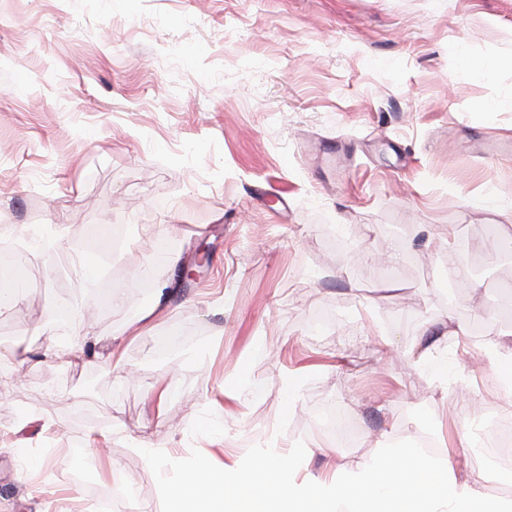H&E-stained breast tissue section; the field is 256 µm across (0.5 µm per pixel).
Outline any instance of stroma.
Segmentation results:
<instances>
[{
	"label": "stroma",
	"instance_id": "obj_1",
	"mask_svg": "<svg viewBox=\"0 0 512 512\" xmlns=\"http://www.w3.org/2000/svg\"><path fill=\"white\" fill-rule=\"evenodd\" d=\"M509 206L512 0H0V251L30 281L0 314V512H102L117 478L132 512H166L202 457L447 454L512 402L506 332L427 336L512 325V245L489 246ZM158 233L185 266L210 247L162 297L167 270L132 276ZM461 253L491 275L447 304ZM80 342L95 355L70 363ZM336 407L355 446L323 426Z\"/></svg>",
	"mask_w": 512,
	"mask_h": 512
}]
</instances>
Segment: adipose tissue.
Here are the masks:
<instances>
[{"label": "adipose tissue", "instance_id": "ef3b65f1", "mask_svg": "<svg viewBox=\"0 0 512 512\" xmlns=\"http://www.w3.org/2000/svg\"><path fill=\"white\" fill-rule=\"evenodd\" d=\"M487 482L481 468L459 476L415 448L319 476L300 455L271 453L221 468L200 459L165 498L167 512H512L511 498H488Z\"/></svg>", "mask_w": 512, "mask_h": 512}]
</instances>
